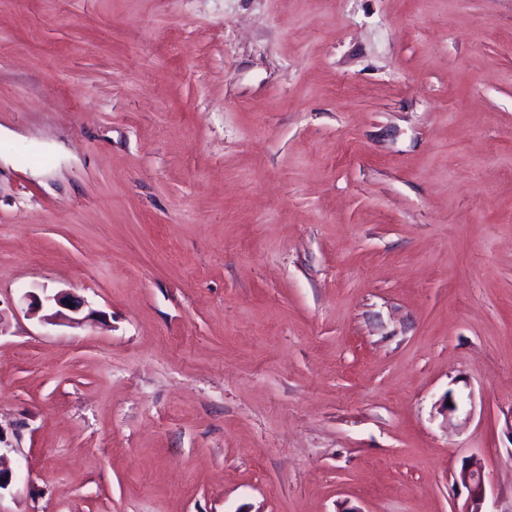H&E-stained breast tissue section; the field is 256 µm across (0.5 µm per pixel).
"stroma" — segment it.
<instances>
[{"label": "stroma", "instance_id": "stroma-1", "mask_svg": "<svg viewBox=\"0 0 512 512\" xmlns=\"http://www.w3.org/2000/svg\"><path fill=\"white\" fill-rule=\"evenodd\" d=\"M0 128V512H512V0H0ZM25 299L28 301L27 313L32 315L39 313L43 309L44 303L52 305L53 302L56 306L74 313H77L84 303L78 297L66 292H58L54 295L44 294L43 299L40 295L29 292L25 295ZM69 304H73V308H70ZM458 478L469 494L464 512H486L482 510L486 499V485L481 463L474 458L469 459L462 467Z\"/></svg>", "mask_w": 512, "mask_h": 512}]
</instances>
